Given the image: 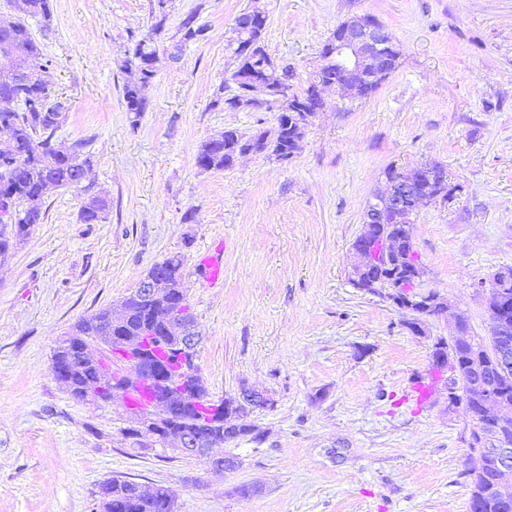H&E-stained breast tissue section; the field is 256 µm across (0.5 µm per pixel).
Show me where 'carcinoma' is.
I'll use <instances>...</instances> for the list:
<instances>
[{
    "label": "carcinoma",
    "mask_w": 512,
    "mask_h": 512,
    "mask_svg": "<svg viewBox=\"0 0 512 512\" xmlns=\"http://www.w3.org/2000/svg\"><path fill=\"white\" fill-rule=\"evenodd\" d=\"M22 2L23 6H15L19 13L14 24L0 26V130L8 132L7 139L0 140V210L10 205L18 212V222L14 224L11 235L0 237V258L6 256L14 244L23 240L33 225L44 219L43 203L48 187L78 186L86 181L87 174L91 172L90 159L82 157L85 148L82 141L74 142L63 156L53 141L68 106L59 97L51 74L35 81L14 75L26 63L42 55L39 43L25 23V17H39L47 28L53 16L52 0ZM266 24L265 20L253 23L248 9L243 10L235 20L232 36L228 40L235 63L231 74L234 90L224 99V108L228 110H236L237 100L244 94L249 81L263 77L271 69L273 58L266 51L263 40ZM181 32L180 43L175 45L178 50L182 45L202 37L204 29L195 25L194 16L189 15L182 21ZM160 62L159 51L150 36L138 40L132 55L124 60L123 67L137 74L136 81L123 87L125 109L136 119L146 111L142 89L155 78ZM335 78V68L320 64L302 93L292 94V100L288 103L292 114L281 113L277 100L266 104L264 110L278 113L275 127L253 136L237 132L216 135L200 146L196 156L197 166L203 171L222 170L224 161L245 149L251 141L262 138L274 145L275 152L289 155L294 149L293 121L309 124L314 109L308 105V101L312 100L318 86ZM415 189L417 193L426 194L432 199L448 195V187L439 172L433 170L417 180ZM417 208L414 194L410 192L402 198L400 210L391 214V220L395 224L411 225ZM109 209L110 204L105 197L94 195L81 206L79 219L83 224H100L107 219ZM394 253L397 257L390 258L389 265L373 269L371 278L388 280L395 286L406 275L421 271L412 235H402V243L398 244ZM182 266V258L173 255L149 269V274L160 275L165 280L168 286L165 301L169 306H177L186 300L180 290ZM491 288L512 299V268L498 270L491 281ZM122 306L127 312L122 319L113 317L112 309L102 308L76 322L53 353L51 371L54 377L79 401L94 403L98 396L108 391L109 384L103 381L99 366L103 365L104 352L112 348L113 338L131 346L137 345L146 333L170 340L167 320L158 308L134 293L125 298ZM475 340L479 344L481 364L477 369L470 365L467 343L460 339L448 342L440 338L437 341L441 351L457 355L458 391L475 410L478 404L489 399L512 408V373L504 375L495 366L497 351L504 346L512 348V331L503 336L493 329L491 335L477 336ZM92 345L97 350L95 356L88 352ZM195 408L200 415L174 414L170 418L159 415L153 423L173 436H199L222 444L253 432V425L248 421V410L243 409L234 417L217 419V407L197 404ZM494 429L512 444V416L474 427L467 440L468 471L474 476L470 497L473 512H512V506L499 501L493 492L498 471L491 458L483 452V448L490 443L489 433ZM97 495L106 512H176V496L165 486L144 493L136 483L113 477L99 483Z\"/></svg>",
    "instance_id": "cac0c4a2"
}]
</instances>
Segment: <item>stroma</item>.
Here are the masks:
<instances>
[{
  "mask_svg": "<svg viewBox=\"0 0 512 512\" xmlns=\"http://www.w3.org/2000/svg\"><path fill=\"white\" fill-rule=\"evenodd\" d=\"M53 0L50 26L27 25L69 110L56 138L85 141L92 170L54 188L25 240L0 260V512H101L98 484L162 485L177 512H471L464 406L444 383L416 402L435 339L463 314L489 333L490 280L512 266V0H261L264 44L301 91L336 26L375 16L400 50L371 96L325 89L326 106L287 162L245 155L203 171V142L227 129L251 135L276 115L218 104L230 83L227 41L250 0ZM195 14L205 35L182 43ZM160 25L156 45L183 49L145 88L147 109L123 104L122 62ZM429 163L448 196L419 205L412 240L419 290L449 303L425 317L351 282L352 244L385 172ZM110 202L102 224L79 220L92 195ZM222 249L224 281L201 260ZM178 254L181 288L202 332L197 363L213 400L266 392L254 436L215 448L233 471L177 452L134 449L121 403L74 399L51 358L79 319L122 301L149 268ZM249 487L242 495L241 487Z\"/></svg>",
  "mask_w": 512,
  "mask_h": 512,
  "instance_id": "stroma-1",
  "label": "stroma"
}]
</instances>
